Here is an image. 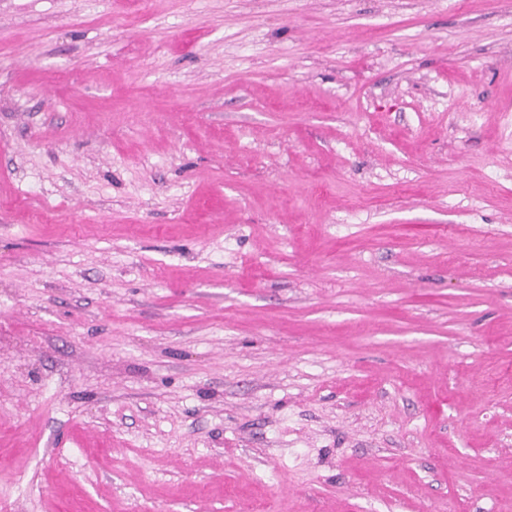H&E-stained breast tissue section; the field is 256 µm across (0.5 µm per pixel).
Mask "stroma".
<instances>
[{
    "label": "stroma",
    "mask_w": 512,
    "mask_h": 512,
    "mask_svg": "<svg viewBox=\"0 0 512 512\" xmlns=\"http://www.w3.org/2000/svg\"><path fill=\"white\" fill-rule=\"evenodd\" d=\"M0 512H512V0H0Z\"/></svg>",
    "instance_id": "35a3bbf8"
}]
</instances>
